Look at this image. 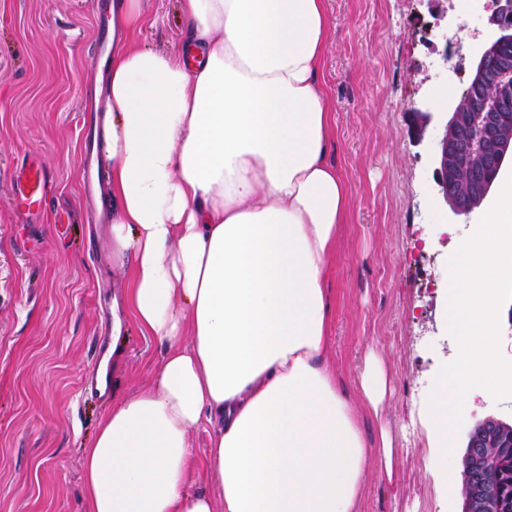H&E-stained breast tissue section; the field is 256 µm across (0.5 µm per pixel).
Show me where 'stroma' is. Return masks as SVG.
Masks as SVG:
<instances>
[{"instance_id":"obj_1","label":"stroma","mask_w":512,"mask_h":512,"mask_svg":"<svg viewBox=\"0 0 512 512\" xmlns=\"http://www.w3.org/2000/svg\"><path fill=\"white\" fill-rule=\"evenodd\" d=\"M94 0H0V512H84L81 472L113 397L151 378L162 345L129 331L112 392L93 398L96 337L112 334L123 281L106 223L91 224L82 192L81 105L98 93ZM143 47L180 53L190 31L180 0H144ZM328 49L319 81L336 114L328 159L345 175L350 206L328 271L336 309L326 357L350 396L370 358L386 395L363 414L368 441L388 431L389 460L368 477L362 512H458L426 410L442 367L457 357L448 334L447 260L477 219L440 230L429 154L441 130L414 134V103L468 85V47L480 30L464 0L435 19L427 0H325ZM461 70L447 79L442 50ZM37 155L56 184L43 223L13 210L10 179Z\"/></svg>"}]
</instances>
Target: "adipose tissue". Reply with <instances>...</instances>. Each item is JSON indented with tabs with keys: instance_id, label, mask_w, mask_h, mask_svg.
Returning a JSON list of instances; mask_svg holds the SVG:
<instances>
[{
	"instance_id": "adipose-tissue-1",
	"label": "adipose tissue",
	"mask_w": 512,
	"mask_h": 512,
	"mask_svg": "<svg viewBox=\"0 0 512 512\" xmlns=\"http://www.w3.org/2000/svg\"><path fill=\"white\" fill-rule=\"evenodd\" d=\"M143 2L112 0V337L132 322L165 351L153 380L101 415L85 510L361 512L372 459L392 448L359 427L380 413L377 368L358 406L325 357L349 190L327 159L324 0H181L193 60L137 44ZM201 461L215 494L192 489Z\"/></svg>"
}]
</instances>
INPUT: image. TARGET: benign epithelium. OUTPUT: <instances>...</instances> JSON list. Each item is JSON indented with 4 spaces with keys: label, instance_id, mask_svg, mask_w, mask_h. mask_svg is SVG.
Masks as SVG:
<instances>
[{
    "label": "benign epithelium",
    "instance_id": "benign-epithelium-1",
    "mask_svg": "<svg viewBox=\"0 0 512 512\" xmlns=\"http://www.w3.org/2000/svg\"><path fill=\"white\" fill-rule=\"evenodd\" d=\"M469 8L483 10L482 28L469 47L470 82L458 98L441 103L423 100L413 108L418 121V140L430 124L443 128V136L430 156L439 198L449 207L446 218H470L484 213L494 202L500 182L512 176V133H498V111L512 100V58L496 56L501 46L512 43V0H468ZM469 162L468 187L454 188L455 176ZM485 167L496 177L483 179ZM512 446V422L494 417L467 431L463 456V506L461 512H512V494L502 492L499 477L491 469L512 472V460L495 456L489 437Z\"/></svg>",
    "mask_w": 512,
    "mask_h": 512
}]
</instances>
